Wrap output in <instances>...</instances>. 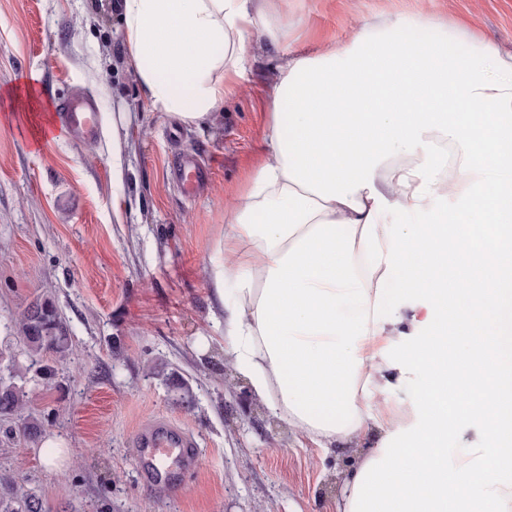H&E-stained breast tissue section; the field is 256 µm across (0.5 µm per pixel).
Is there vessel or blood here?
<instances>
[{"label":"vessel or blood","instance_id":"b4317fda","mask_svg":"<svg viewBox=\"0 0 512 512\" xmlns=\"http://www.w3.org/2000/svg\"><path fill=\"white\" fill-rule=\"evenodd\" d=\"M52 122L66 130L73 141L90 143L102 132V118L95 99L77 93L53 101ZM173 171L186 196H195L208 182L210 170L200 155H176ZM134 446L143 484L163 482L180 489L199 464V450L194 438L168 420H158L139 430Z\"/></svg>","mask_w":512,"mask_h":512}]
</instances>
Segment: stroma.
<instances>
[{
	"mask_svg": "<svg viewBox=\"0 0 512 512\" xmlns=\"http://www.w3.org/2000/svg\"><path fill=\"white\" fill-rule=\"evenodd\" d=\"M292 49L343 39L365 19L404 12L470 20L512 47V0H284ZM118 0H0V344L14 319L52 299L71 337L48 380L28 376L22 416L67 451L0 446V479L22 482L49 512H334L365 442L325 450L252 393L223 350L207 278L224 210L261 158L269 54L224 104V126L188 127L151 109L134 80ZM92 95L101 137L64 130L34 144L17 98ZM198 151L209 183L185 198L178 152ZM195 400L182 405L178 386ZM164 417L190 433L199 465L180 491L143 486L135 431Z\"/></svg>",
	"mask_w": 512,
	"mask_h": 512,
	"instance_id": "stroma-1",
	"label": "stroma"
}]
</instances>
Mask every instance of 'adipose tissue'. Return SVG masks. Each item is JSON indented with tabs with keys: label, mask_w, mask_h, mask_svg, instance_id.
<instances>
[{
	"label": "adipose tissue",
	"mask_w": 512,
	"mask_h": 512,
	"mask_svg": "<svg viewBox=\"0 0 512 512\" xmlns=\"http://www.w3.org/2000/svg\"><path fill=\"white\" fill-rule=\"evenodd\" d=\"M132 75L157 111L218 126L275 52L262 157L209 270L224 351L323 448L380 430L336 512H503L512 499V50L397 14L310 53L270 0H122ZM494 225L486 249L459 233ZM495 273L465 278L461 260ZM236 286L225 304L227 283ZM402 336L417 343L389 356ZM413 384L415 424L372 389ZM477 419L483 444L449 432Z\"/></svg>",
	"instance_id": "ef3b65f1"
}]
</instances>
